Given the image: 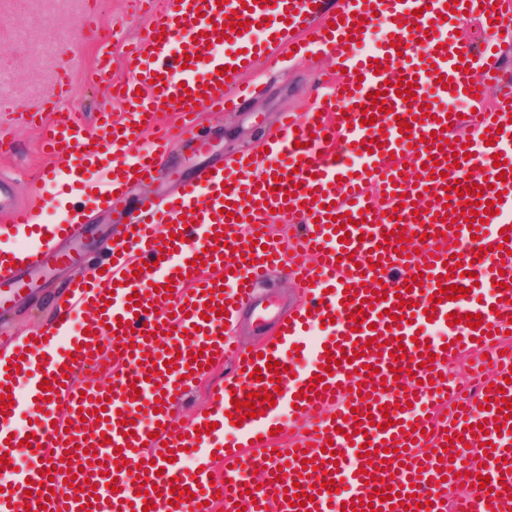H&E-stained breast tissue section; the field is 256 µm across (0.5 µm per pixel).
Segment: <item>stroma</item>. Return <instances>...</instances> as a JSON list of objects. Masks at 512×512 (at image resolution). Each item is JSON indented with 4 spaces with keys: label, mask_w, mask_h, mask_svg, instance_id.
<instances>
[{
    "label": "stroma",
    "mask_w": 512,
    "mask_h": 512,
    "mask_svg": "<svg viewBox=\"0 0 512 512\" xmlns=\"http://www.w3.org/2000/svg\"><path fill=\"white\" fill-rule=\"evenodd\" d=\"M100 12V25L112 30L110 75L115 80L128 79L130 71L121 46L124 41L145 35L154 17L141 0H102ZM86 14V0H0V72L9 76L5 91L10 100L38 109L56 86L60 58L71 52L75 60L67 105L76 111L79 121L94 124L105 109L116 115L123 112V105L109 99L103 88L85 81V70L94 66L100 55L99 48L87 38L89 30L83 25ZM335 77V60L323 55L286 58L279 73L269 71L264 61H257L242 78L249 87L247 95H239L233 87L226 91L236 101L235 110L221 115L203 113L193 141L175 144L152 182L129 188V200L144 194L171 195L201 167L244 152L260 153L280 114L304 113ZM15 136V152L0 157V172L12 178L17 200L32 209L36 222L49 223L60 197L39 179L48 162L43 133L19 127ZM199 138L207 141L206 150L195 149L193 142ZM85 226L70 250V261L50 260L33 289L22 290L0 310V336L14 340L43 329L70 280L104 260L100 243L112 232L110 211L101 205L91 208ZM257 297L259 313L242 311L233 326L235 340L247 349L271 343L279 320L296 306L290 282L280 271L272 272L258 285Z\"/></svg>",
    "instance_id": "1"
}]
</instances>
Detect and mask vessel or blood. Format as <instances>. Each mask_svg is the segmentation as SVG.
<instances>
[{
    "label": "vessel or blood",
    "mask_w": 512,
    "mask_h": 512,
    "mask_svg": "<svg viewBox=\"0 0 512 512\" xmlns=\"http://www.w3.org/2000/svg\"><path fill=\"white\" fill-rule=\"evenodd\" d=\"M449 5L454 13H446ZM467 14L490 34L482 50L456 34ZM511 14L512 0H339L333 9L324 0H167L128 53L130 79L113 88L127 105L121 119L95 127L75 121L62 89L33 112L1 100L0 112L29 124L53 112L45 137L56 162L52 180L80 204L105 196L120 222L114 262L74 279L45 331L9 352L18 371L0 380V394L13 397L0 412V456L14 462L27 439L32 464L0 487V512H14L22 500L29 512H141L146 505L152 512H342L359 502L375 512H446L460 483L470 492L456 512H512V419L501 408L512 403V348L473 386L445 375L453 354L500 346L503 332H512V88L502 86L490 107L468 94L501 85L493 57ZM230 19L241 30L228 28ZM377 25L386 42L363 51ZM188 29L197 41L179 50ZM268 36L297 56L319 47L345 71L314 108L282 117L268 143L276 165L257 175L253 159L243 157L200 172L165 203L145 197L124 210L130 185L152 178L170 143L192 134L200 112L226 109V88L240 86ZM401 80L416 82L413 97H397ZM375 91L383 106L368 105ZM456 101L467 102L470 113L450 112ZM169 112L178 120L167 125ZM367 112L374 124H363ZM403 121L409 130H400ZM463 123L473 133L466 145L453 133ZM150 129L155 137L144 140ZM376 137L381 145L367 149ZM461 150L468 159L454 163ZM404 159L418 168L419 181L403 179ZM475 184L483 193L472 192ZM460 186L466 197L457 195ZM10 196L0 176V211L25 238L8 249L16 265L0 260V305L23 287V271L83 229L66 208L54 223H34ZM492 200L498 211L485 214ZM274 211L295 223L286 240L265 229ZM473 212L482 221L468 223ZM345 213L352 221L344 228L318 224ZM414 233L424 236L423 247L400 248L399 236ZM276 269L292 281L298 306L280 322L273 345L243 351L225 337L218 312L233 316L251 306L257 284ZM416 275L422 288L406 290ZM453 284L458 299H439L440 288ZM474 286L479 294H471ZM358 306L365 319L357 323L349 314ZM80 310L88 320L76 321ZM467 313L480 315L481 326L470 328ZM454 314L459 324H450ZM324 322L326 336L311 340ZM428 351L434 360L422 363ZM226 357L235 364L233 379L212 389L206 413L173 425L175 401ZM171 359L176 369H168ZM270 359L286 368L280 383L253 380L254 368ZM326 364L330 374L317 381ZM100 371L108 385L97 384ZM262 389L275 406L234 423L236 401ZM36 399L42 409L32 424L10 431L24 403ZM279 408L289 424L305 427L285 448L271 434ZM83 411L86 422L75 426ZM386 418L393 426L383 427ZM361 421L369 424L363 435ZM208 423L212 431L203 432ZM387 442L398 452L383 453ZM361 444L370 458L357 457ZM214 453L222 457L221 475L185 469L186 459ZM125 461L132 471L122 470ZM482 473L488 484H480ZM328 478L335 492L322 488ZM386 481L399 488L401 505L380 499ZM295 485L312 501L292 505L285 491ZM185 487L194 500L180 496Z\"/></svg>",
    "instance_id": "b4317fda"
}]
</instances>
